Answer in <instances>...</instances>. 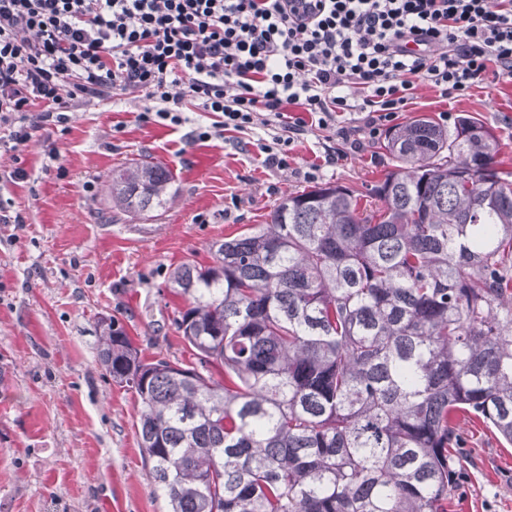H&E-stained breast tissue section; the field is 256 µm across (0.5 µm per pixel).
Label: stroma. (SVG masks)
<instances>
[{
  "label": "stroma",
  "instance_id": "obj_1",
  "mask_svg": "<svg viewBox=\"0 0 512 512\" xmlns=\"http://www.w3.org/2000/svg\"><path fill=\"white\" fill-rule=\"evenodd\" d=\"M146 104L140 93L74 103L67 134L40 131L0 155V200L25 218L0 223V512H166L137 444L138 399L99 362L102 319H118L142 357L194 366L173 325L172 271L189 259L210 264L214 242L265 223L289 193L315 183L363 193L395 165L356 109L336 124L361 151L310 125L279 170L254 145L265 129L217 128L189 145L185 127L141 124ZM420 115L449 128L460 116L483 123L512 173V76L459 101L418 85L397 121ZM134 159L174 174L166 205L140 217L113 208L107 193L113 169ZM17 167L26 181L6 179ZM459 425L469 439L465 479L449 512H512V446L468 419Z\"/></svg>",
  "mask_w": 512,
  "mask_h": 512
}]
</instances>
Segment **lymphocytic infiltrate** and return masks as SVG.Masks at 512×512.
<instances>
[{
	"label": "lymphocytic infiltrate",
	"instance_id": "lymphocytic-infiltrate-1",
	"mask_svg": "<svg viewBox=\"0 0 512 512\" xmlns=\"http://www.w3.org/2000/svg\"><path fill=\"white\" fill-rule=\"evenodd\" d=\"M512 75V0H0V152L67 132L74 99L142 92L145 124L180 126L183 96L221 127L273 129L256 146L290 166L305 127L362 93L369 137L418 84L446 99Z\"/></svg>",
	"mask_w": 512,
	"mask_h": 512
}]
</instances>
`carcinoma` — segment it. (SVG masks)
Segmentation results:
<instances>
[{
	"mask_svg": "<svg viewBox=\"0 0 512 512\" xmlns=\"http://www.w3.org/2000/svg\"><path fill=\"white\" fill-rule=\"evenodd\" d=\"M366 196L324 184L170 277L198 366L144 359L120 322L99 361L140 407L169 512H448L476 419L512 445V181L480 122L391 129ZM163 165L113 172L112 206L164 204ZM224 374V383L214 371Z\"/></svg>",
	"mask_w": 512,
	"mask_h": 512,
	"instance_id": "obj_1",
	"label": "carcinoma"
}]
</instances>
